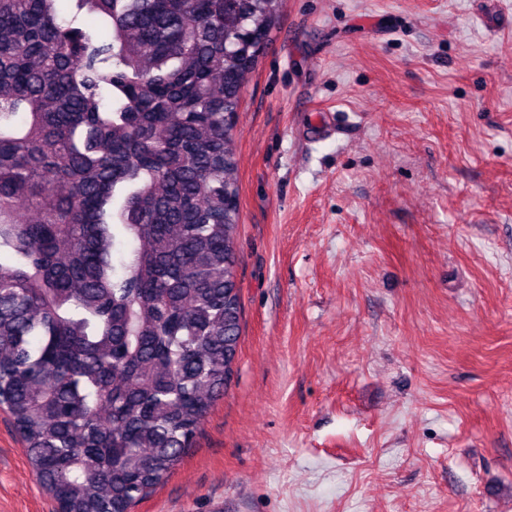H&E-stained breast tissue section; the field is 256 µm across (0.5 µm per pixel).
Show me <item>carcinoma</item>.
Listing matches in <instances>:
<instances>
[{"instance_id":"carcinoma-1","label":"carcinoma","mask_w":512,"mask_h":512,"mask_svg":"<svg viewBox=\"0 0 512 512\" xmlns=\"http://www.w3.org/2000/svg\"><path fill=\"white\" fill-rule=\"evenodd\" d=\"M282 0H0V409L58 512H130L241 340L232 134Z\"/></svg>"}]
</instances>
